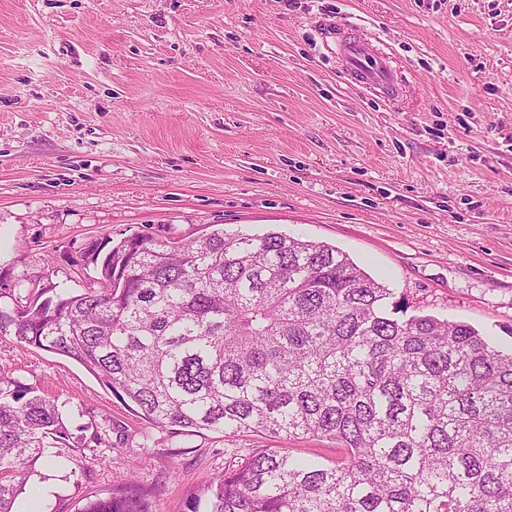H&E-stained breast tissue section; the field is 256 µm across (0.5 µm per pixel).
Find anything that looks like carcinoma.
<instances>
[{
    "instance_id": "obj_1",
    "label": "carcinoma",
    "mask_w": 512,
    "mask_h": 512,
    "mask_svg": "<svg viewBox=\"0 0 512 512\" xmlns=\"http://www.w3.org/2000/svg\"><path fill=\"white\" fill-rule=\"evenodd\" d=\"M82 257L102 288H0V335L76 361L161 430L336 443L330 464L227 462L210 512H512V350L473 326L406 318L346 253L277 231ZM69 438L56 400L0 378V512ZM78 512L152 510L124 482Z\"/></svg>"
}]
</instances>
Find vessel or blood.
Returning <instances> with one entry per match:
<instances>
[{"mask_svg":"<svg viewBox=\"0 0 512 512\" xmlns=\"http://www.w3.org/2000/svg\"><path fill=\"white\" fill-rule=\"evenodd\" d=\"M337 50L344 58L347 74L354 84L376 90L387 97L399 94L400 85L392 67L371 42L349 37L338 43Z\"/></svg>","mask_w":512,"mask_h":512,"instance_id":"1","label":"vessel or blood"}]
</instances>
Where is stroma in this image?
<instances>
[{"instance_id": "1", "label": "stroma", "mask_w": 512, "mask_h": 512, "mask_svg": "<svg viewBox=\"0 0 512 512\" xmlns=\"http://www.w3.org/2000/svg\"><path fill=\"white\" fill-rule=\"evenodd\" d=\"M397 71L352 86L332 32ZM285 232L345 252L409 314L512 347V0H0V282L100 285L92 239ZM0 371L111 419L124 453L66 447L18 499L76 512L129 479L154 512L256 448L335 443L155 430L72 359L0 336Z\"/></svg>"}]
</instances>
